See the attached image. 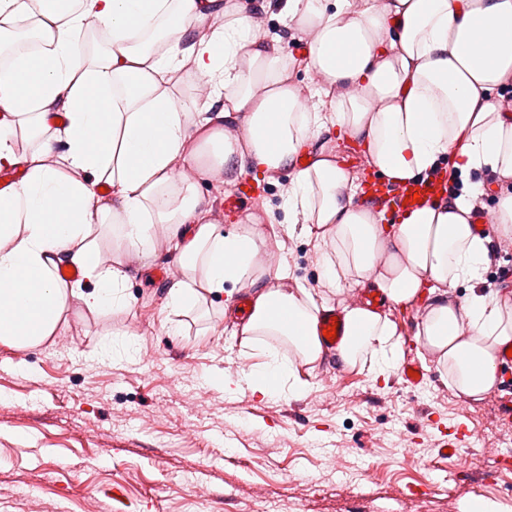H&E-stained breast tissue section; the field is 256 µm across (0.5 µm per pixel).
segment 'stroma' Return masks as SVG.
<instances>
[{
    "instance_id": "1",
    "label": "stroma",
    "mask_w": 512,
    "mask_h": 512,
    "mask_svg": "<svg viewBox=\"0 0 512 512\" xmlns=\"http://www.w3.org/2000/svg\"><path fill=\"white\" fill-rule=\"evenodd\" d=\"M255 39L294 52L293 77L306 107L350 97L354 87L328 89L296 45L287 0H256ZM357 143L322 131L305 149L330 153L360 191ZM253 173L236 166L203 185L202 208L225 231L256 223L288 285L318 306H343L323 276L327 245L286 223L289 171L257 177L251 210L224 213L234 180ZM108 264L120 265L129 305L103 313L71 298L58 337L35 347L0 346V512H469L481 500L490 512H512V471L504 468L501 422L494 400L458 393L424 346L416 356L425 379L402 386L394 369L375 372L362 356L346 372L300 366L303 388L262 395L247 382L263 361L243 346L236 319L208 295L185 311L170 305L182 277L156 283L159 265L177 264L164 225L147 252L115 250L112 232L90 233ZM473 423L477 437L463 455L443 456L441 426Z\"/></svg>"
}]
</instances>
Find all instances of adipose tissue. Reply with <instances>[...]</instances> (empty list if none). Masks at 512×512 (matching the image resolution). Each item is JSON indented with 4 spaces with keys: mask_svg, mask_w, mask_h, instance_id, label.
I'll return each instance as SVG.
<instances>
[{
    "mask_svg": "<svg viewBox=\"0 0 512 512\" xmlns=\"http://www.w3.org/2000/svg\"><path fill=\"white\" fill-rule=\"evenodd\" d=\"M208 17L219 24L194 38V70L223 91L224 116L240 124L238 138L195 118L167 88L190 22ZM288 17L314 33L309 66L329 85L355 86L356 95L303 109L301 87L286 76L291 57L279 45L255 42L248 0H40L43 48L0 66V168L25 170L0 192L1 345L27 348L55 336L77 294L91 311L126 304L122 271L102 266L97 250L83 244L94 215L105 214L127 250L145 245L154 225H167L186 277L172 292L175 309L229 285L253 286L242 343L264 337L265 360L248 379L265 395L302 387L270 339L285 338L303 363L315 362L317 304L282 288L281 270L255 267L265 243L259 231L244 224L224 232L200 203V182L246 148L258 171L290 169L288 221L303 224L306 235H330L334 256L323 274L337 293L370 287L397 305L430 286L435 301L417 338L437 352L462 395L476 399L494 386V354L512 345V304L496 293L448 302L450 287L479 277L487 252L486 238L467 221L469 200L459 198L453 210L431 204L385 225L355 205L348 174L332 158L296 170L290 164L333 125L362 142L375 174L386 179H412L447 158L464 172L488 169L501 177L496 231L512 235V118L497 105L500 90L512 86V0H288ZM91 22L108 33L109 47L86 58L77 36ZM55 112L67 120L63 167L47 163L49 138L17 154L16 126L40 136ZM183 155L198 177L176 186L170 171ZM103 180L120 208L95 206ZM380 253L388 260L376 274ZM63 254L81 268L82 281L55 278ZM86 281L93 284L87 292ZM344 313L352 329L346 363L368 352L379 369L388 368L396 325L364 307Z\"/></svg>",
    "mask_w": 512,
    "mask_h": 512,
    "instance_id": "adipose-tissue-1",
    "label": "adipose tissue"
}]
</instances>
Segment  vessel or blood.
<instances>
[{
    "instance_id": "b4317fda",
    "label": "vessel or blood",
    "mask_w": 512,
    "mask_h": 512,
    "mask_svg": "<svg viewBox=\"0 0 512 512\" xmlns=\"http://www.w3.org/2000/svg\"><path fill=\"white\" fill-rule=\"evenodd\" d=\"M420 195V203H413V195ZM256 195L255 187L247 178L238 179L224 194L222 207L225 212L234 213L248 207ZM448 199V168L439 165L438 168L412 181L384 180L365 177L358 203L362 208L386 216L393 221L414 210L418 204L437 202L446 203ZM335 326L336 335L324 337L323 331L328 326ZM314 333L320 338L321 361L326 370L342 371L345 367L343 346L347 337V327L344 313L340 308L332 307L320 310L314 325ZM475 431L467 422H456L452 433L438 442L442 454H453L457 451L459 442L474 436Z\"/></svg>"
}]
</instances>
